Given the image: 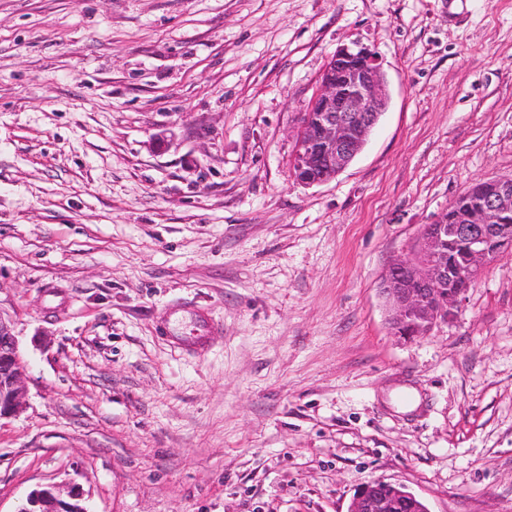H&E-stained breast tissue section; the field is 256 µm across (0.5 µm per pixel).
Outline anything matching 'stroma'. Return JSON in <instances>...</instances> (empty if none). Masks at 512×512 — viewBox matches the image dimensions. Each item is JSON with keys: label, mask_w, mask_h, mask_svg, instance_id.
I'll return each mask as SVG.
<instances>
[{"label": "stroma", "mask_w": 512, "mask_h": 512, "mask_svg": "<svg viewBox=\"0 0 512 512\" xmlns=\"http://www.w3.org/2000/svg\"><path fill=\"white\" fill-rule=\"evenodd\" d=\"M389 103L305 185L337 47ZM512 178V0H0V317L27 362L0 512H346L404 485L512 512V253L395 337L380 285L473 182ZM202 351L161 337L196 311ZM82 500L83 493L75 485L68 488L64 497V493L56 485L49 484L33 491L20 512H42L36 510V507H42L46 501L52 502V512H87Z\"/></svg>", "instance_id": "obj_1"}]
</instances>
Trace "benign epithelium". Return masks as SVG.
<instances>
[{
  "instance_id": "obj_1",
  "label": "benign epithelium",
  "mask_w": 512,
  "mask_h": 512,
  "mask_svg": "<svg viewBox=\"0 0 512 512\" xmlns=\"http://www.w3.org/2000/svg\"><path fill=\"white\" fill-rule=\"evenodd\" d=\"M389 94L377 51L361 43L340 46L322 75L321 90L301 119L292 157L293 174L314 185L334 179L367 144L388 104ZM512 178L498 179L490 195L471 205L459 224L448 213L428 225L412 256L391 265L380 293L388 324L402 339L426 336L457 319L465 293L482 271L512 252ZM26 363L11 326L0 320V420L17 415L25 402ZM83 493L53 484L33 491L20 512H87ZM347 512H429L425 502L400 484L373 481L354 493Z\"/></svg>"
}]
</instances>
